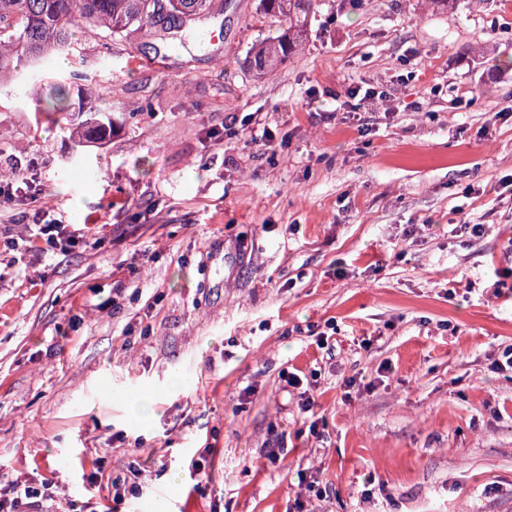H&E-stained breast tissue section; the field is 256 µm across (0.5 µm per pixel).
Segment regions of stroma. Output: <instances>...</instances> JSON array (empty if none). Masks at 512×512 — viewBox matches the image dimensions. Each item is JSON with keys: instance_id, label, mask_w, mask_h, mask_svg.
I'll list each match as a JSON object with an SVG mask.
<instances>
[{"instance_id": "obj_1", "label": "stroma", "mask_w": 512, "mask_h": 512, "mask_svg": "<svg viewBox=\"0 0 512 512\" xmlns=\"http://www.w3.org/2000/svg\"><path fill=\"white\" fill-rule=\"evenodd\" d=\"M214 12L165 59L145 31L83 44L116 129L80 158L0 90V159L42 189L0 200V484L88 512H173L174 478L192 512H512V0H321L266 75L279 23ZM41 210L56 246L20 244ZM141 473L140 464L138 459L131 461L126 469L124 476H116L112 480V499L113 501H121L125 497L126 484L132 481L131 485L136 487V479L139 478ZM123 491V493H122Z\"/></svg>"}]
</instances>
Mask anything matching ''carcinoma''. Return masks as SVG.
Segmentation results:
<instances>
[{"instance_id":"1","label":"carcinoma","mask_w":512,"mask_h":512,"mask_svg":"<svg viewBox=\"0 0 512 512\" xmlns=\"http://www.w3.org/2000/svg\"><path fill=\"white\" fill-rule=\"evenodd\" d=\"M213 0H167L170 19L155 20V0H0V81L31 87L30 96L42 103L41 113L66 121L74 144L103 143L112 138V113L98 105L95 85L77 83L78 72L55 74L51 58L77 54L71 35L94 39L105 32L123 39L136 30L160 27L164 33L189 30L212 14ZM314 0H260L263 12L286 24L279 35L253 49L255 68L292 55L301 45ZM50 84L51 99L40 89Z\"/></svg>"}]
</instances>
